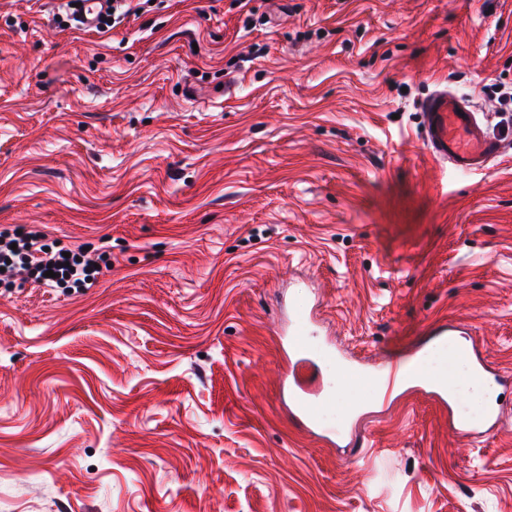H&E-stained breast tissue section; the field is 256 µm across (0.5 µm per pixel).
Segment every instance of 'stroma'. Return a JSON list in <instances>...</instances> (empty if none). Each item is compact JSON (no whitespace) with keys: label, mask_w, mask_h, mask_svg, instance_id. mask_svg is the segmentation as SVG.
I'll list each match as a JSON object with an SVG mask.
<instances>
[{"label":"stroma","mask_w":512,"mask_h":512,"mask_svg":"<svg viewBox=\"0 0 512 512\" xmlns=\"http://www.w3.org/2000/svg\"><path fill=\"white\" fill-rule=\"evenodd\" d=\"M0 0V230L103 248L94 287L0 282V512H512V147L462 176L420 104L512 87V0H145L102 31ZM460 322L498 422L355 386L328 441L282 377ZM447 344V337H440ZM368 448H361V441ZM310 320L302 310L295 311L293 329L291 331L290 346L293 351H307L310 346V333L308 331Z\"/></svg>","instance_id":"35a3bbf8"}]
</instances>
